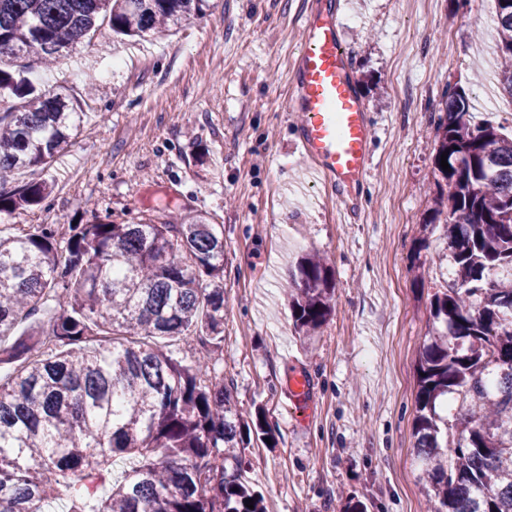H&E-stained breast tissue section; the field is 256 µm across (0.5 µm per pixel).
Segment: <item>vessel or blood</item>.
<instances>
[{
    "mask_svg": "<svg viewBox=\"0 0 512 512\" xmlns=\"http://www.w3.org/2000/svg\"><path fill=\"white\" fill-rule=\"evenodd\" d=\"M343 8L342 0H306L302 10L306 46L291 69L287 107L303 117L293 149L321 175L345 215L353 219L371 165L375 128L343 43ZM288 387L294 404L307 408V375L293 373Z\"/></svg>",
    "mask_w": 512,
    "mask_h": 512,
    "instance_id": "b4317fda",
    "label": "vessel or blood"
}]
</instances>
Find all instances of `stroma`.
Here are the masks:
<instances>
[{
  "label": "stroma",
  "mask_w": 512,
  "mask_h": 512,
  "mask_svg": "<svg viewBox=\"0 0 512 512\" xmlns=\"http://www.w3.org/2000/svg\"><path fill=\"white\" fill-rule=\"evenodd\" d=\"M302 0H210L171 35L113 46L102 29L45 72L83 98L69 152L17 184L51 186L39 206L0 224L11 234L48 224L136 221L157 192L181 223L203 214L224 227V350L233 402L263 407L273 447L246 449V478L266 512H427L412 463L419 350L428 296L442 281L420 251L438 177L435 118L464 87L475 121L512 130V101L485 93L496 55L492 0H345L343 38L377 135L356 219L290 150L299 114L288 81L301 49ZM335 274L328 322L295 331L284 285L302 255ZM306 371L311 414L294 417L288 373Z\"/></svg>",
  "instance_id": "1"
}]
</instances>
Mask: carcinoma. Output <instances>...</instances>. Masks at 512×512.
Instances as JSON below:
<instances>
[{
  "mask_svg": "<svg viewBox=\"0 0 512 512\" xmlns=\"http://www.w3.org/2000/svg\"><path fill=\"white\" fill-rule=\"evenodd\" d=\"M498 78L512 100V0H494ZM209 0H0V185L67 153L80 128L67 89L36 88L40 67L92 39L175 31ZM445 182L428 223L444 229L451 277L429 299L418 357L413 460L431 512H512V136L472 122L451 88L436 122ZM447 154L450 170L441 167ZM45 181L0 191V219L40 204ZM161 199L130 224H47L0 235V512H264L244 449L270 437L243 415L214 364H190L140 336L224 341V225L162 219ZM295 329L332 314L334 272L306 254L285 289ZM29 332L4 344L16 326ZM254 500V508L245 500Z\"/></svg>",
  "mask_w": 512,
  "mask_h": 512,
  "instance_id": "cac0c4a2",
  "label": "carcinoma"
}]
</instances>
